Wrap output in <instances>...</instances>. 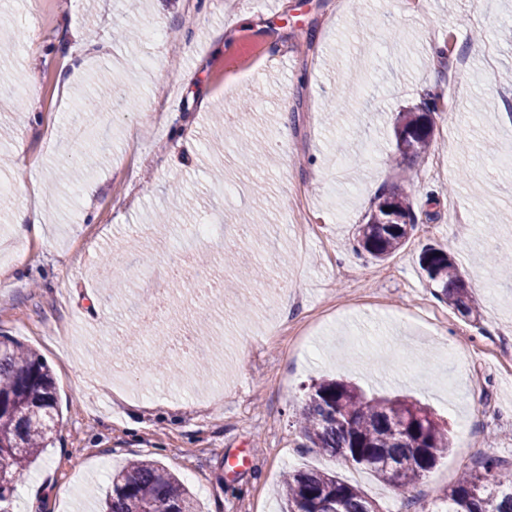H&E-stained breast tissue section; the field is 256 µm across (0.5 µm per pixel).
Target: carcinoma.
<instances>
[{
  "label": "carcinoma",
  "instance_id": "1",
  "mask_svg": "<svg viewBox=\"0 0 512 512\" xmlns=\"http://www.w3.org/2000/svg\"><path fill=\"white\" fill-rule=\"evenodd\" d=\"M431 109L400 112L394 133L401 154L418 157L434 141ZM377 198L367 221L357 228L358 248L383 260L398 251L414 228L406 184ZM421 266L437 284L435 296L463 317L476 318L467 288L445 251L430 247ZM57 418L56 379L36 353L7 336L0 338V460L11 481L0 495L10 504L17 482L48 446ZM296 424L311 447L330 457L361 465L381 480L406 491L428 476L448 454L447 426L431 409L405 396L367 394L358 385L323 378L309 388ZM505 461L488 456L468 470L447 494L445 512H512V482L498 470ZM282 512H377L376 505L336 475L319 470L288 472L282 485ZM101 512H196L193 495L163 464L141 458L112 472L100 501Z\"/></svg>",
  "mask_w": 512,
  "mask_h": 512
}]
</instances>
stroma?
I'll list each match as a JSON object with an SVG mask.
<instances>
[{"label":"stroma","instance_id":"1","mask_svg":"<svg viewBox=\"0 0 512 512\" xmlns=\"http://www.w3.org/2000/svg\"><path fill=\"white\" fill-rule=\"evenodd\" d=\"M278 2L272 14L264 0H147L118 43L131 0H0L14 31L0 45V335L47 362L60 411L9 512H98L109 472L136 455L178 476L199 512H282L294 469L336 473L379 512H437L486 454L512 481V280L493 266L512 252L499 221L512 178L495 170L512 151V81L494 79L512 70V0ZM245 15L250 28L216 46ZM103 72L135 107L77 116ZM430 93L438 147L400 158L394 119ZM79 117L88 135L74 141ZM402 167L416 226L378 263L351 241ZM24 207L45 223L19 239ZM248 211L264 236L240 223ZM198 224L208 239L193 238ZM429 246L455 261L477 321L435 297L419 266ZM186 251L209 256L216 296L161 278ZM111 284L122 290L106 308ZM150 284L167 309L150 334L128 333ZM202 323L203 369L170 349ZM332 375L428 405L447 456L403 492L308 447L296 413Z\"/></svg>","mask_w":512,"mask_h":512}]
</instances>
